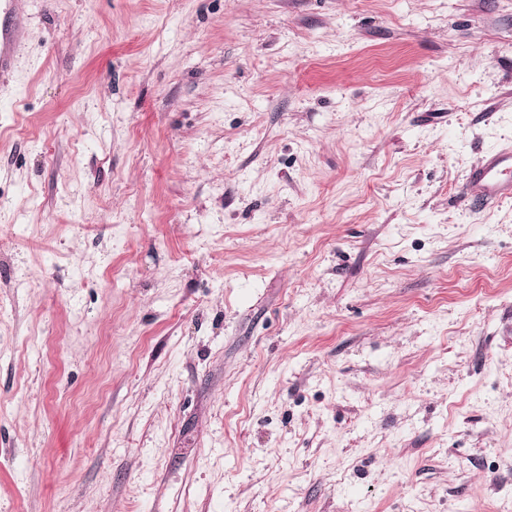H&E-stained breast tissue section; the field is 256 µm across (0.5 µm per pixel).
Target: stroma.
<instances>
[{
    "instance_id": "35a3bbf8",
    "label": "stroma",
    "mask_w": 512,
    "mask_h": 512,
    "mask_svg": "<svg viewBox=\"0 0 512 512\" xmlns=\"http://www.w3.org/2000/svg\"><path fill=\"white\" fill-rule=\"evenodd\" d=\"M0 512H512V0H22ZM512 193V148L489 153L469 174L465 194L473 203L486 204Z\"/></svg>"
}]
</instances>
